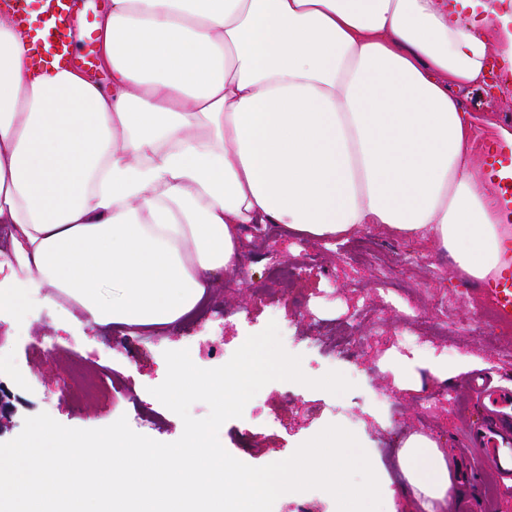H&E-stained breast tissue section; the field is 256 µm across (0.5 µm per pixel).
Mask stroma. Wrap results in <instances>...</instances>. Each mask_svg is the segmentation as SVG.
<instances>
[{"label": "stroma", "instance_id": "1", "mask_svg": "<svg viewBox=\"0 0 512 512\" xmlns=\"http://www.w3.org/2000/svg\"><path fill=\"white\" fill-rule=\"evenodd\" d=\"M463 105L473 111L476 128L471 143L481 159L503 116L512 113V84L471 88ZM374 243L364 262L352 257L353 241L329 246L297 237L284 225L247 224L240 229L243 265L225 276L215 295L198 312L165 335L116 326L64 324L61 307L42 295H29L21 310H0V384L12 395L15 412L0 433V442L16 438L26 417L48 413L73 428L94 429L126 418L130 428L160 442H173L183 432L179 416L150 390L166 376L164 353L186 349L198 367L228 362L249 335L276 322L282 345L300 356L311 378L338 371L353 387L341 395L290 381L266 384L244 408L242 417L219 430L222 446L232 456L263 466L288 459L299 445L326 426L336 424L355 434L378 477L387 512H424L416 502L398 463V441L419 433L437 442L450 472L460 465L454 451L479 411L464 395V383L475 370L489 371L512 385V323L492 320L480 287L457 275L447 253L428 239L409 241L382 225L362 232ZM281 263L294 266L290 293L272 279ZM339 323L349 324L351 349L335 354L316 346L317 335ZM134 335L133 344L123 336ZM70 351V361L60 352ZM448 361L469 358L447 380L419 370L412 384L398 382L390 363L412 354ZM105 366L131 399H79L60 396L73 364Z\"/></svg>", "mask_w": 512, "mask_h": 512}]
</instances>
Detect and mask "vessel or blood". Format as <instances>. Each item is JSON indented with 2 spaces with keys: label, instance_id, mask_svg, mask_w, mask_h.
Masks as SVG:
<instances>
[{
  "label": "vessel or blood",
  "instance_id": "obj_1",
  "mask_svg": "<svg viewBox=\"0 0 512 512\" xmlns=\"http://www.w3.org/2000/svg\"><path fill=\"white\" fill-rule=\"evenodd\" d=\"M50 47L56 54L68 53V29L72 14L79 10L78 0H47ZM484 165L495 187L504 221H512V144L499 143L488 148ZM504 266L501 273L482 288L487 305L503 320H512V237L503 244ZM465 392L480 406L482 418L469 430L456 456L477 459L480 468L512 482V386L497 385L482 371L474 372L465 383Z\"/></svg>",
  "mask_w": 512,
  "mask_h": 512
}]
</instances>
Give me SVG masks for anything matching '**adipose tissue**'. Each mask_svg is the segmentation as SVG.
<instances>
[{
	"label": "adipose tissue",
	"mask_w": 512,
	"mask_h": 512,
	"mask_svg": "<svg viewBox=\"0 0 512 512\" xmlns=\"http://www.w3.org/2000/svg\"><path fill=\"white\" fill-rule=\"evenodd\" d=\"M0 0V224L28 293L82 322L164 330L243 261L237 229L340 242L428 238L469 281L507 232L461 96L512 63L505 0H111L100 83ZM400 462L415 498L457 491L432 440Z\"/></svg>",
	"instance_id": "adipose-tissue-1"
}]
</instances>
